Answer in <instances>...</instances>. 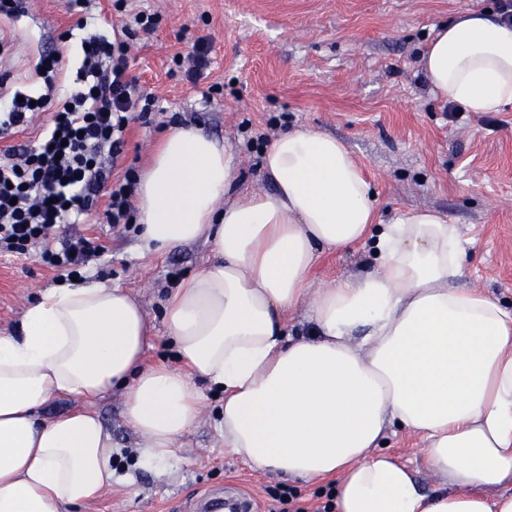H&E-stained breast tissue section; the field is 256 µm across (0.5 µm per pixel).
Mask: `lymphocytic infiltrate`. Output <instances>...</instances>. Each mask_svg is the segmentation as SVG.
I'll use <instances>...</instances> for the list:
<instances>
[{
    "label": "lymphocytic infiltrate",
    "instance_id": "obj_1",
    "mask_svg": "<svg viewBox=\"0 0 512 512\" xmlns=\"http://www.w3.org/2000/svg\"><path fill=\"white\" fill-rule=\"evenodd\" d=\"M149 33L152 15L137 12L119 34H85L82 63L62 100H55V79L61 55L46 54L41 62L45 89L0 101V129L25 127L35 113L58 101L56 118L34 146H14L0 156V253L35 254L47 267L78 274L100 258L103 247L84 236L53 241L50 234L62 224H82L94 212L106 223L131 226L135 210L131 198L137 179L127 174L113 179L115 161L135 109L150 110L136 78L127 73L131 28Z\"/></svg>",
    "mask_w": 512,
    "mask_h": 512
}]
</instances>
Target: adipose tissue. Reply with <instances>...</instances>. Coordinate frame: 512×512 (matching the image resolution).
<instances>
[{
	"instance_id": "1",
	"label": "adipose tissue",
	"mask_w": 512,
	"mask_h": 512,
	"mask_svg": "<svg viewBox=\"0 0 512 512\" xmlns=\"http://www.w3.org/2000/svg\"><path fill=\"white\" fill-rule=\"evenodd\" d=\"M420 66L442 101L512 104V24L469 12L442 25ZM271 189L236 192V157L196 128L166 133L137 185L143 246L206 239L213 254L165 305L176 364L145 365L149 324L122 289H47L0 334V512H78L113 482L112 435L94 409L125 390L141 465L158 467L200 421L203 380L224 394V447L256 471L333 479V512H512V311L460 286L466 241L431 209L388 222L343 142L299 128L264 150ZM369 247L365 274L313 285L323 253ZM309 303L310 336L283 321ZM76 409L49 421L55 397ZM418 435L431 491L382 450Z\"/></svg>"
}]
</instances>
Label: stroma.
<instances>
[{
	"mask_svg": "<svg viewBox=\"0 0 512 512\" xmlns=\"http://www.w3.org/2000/svg\"><path fill=\"white\" fill-rule=\"evenodd\" d=\"M158 16L153 33L130 43L129 72L158 103L134 118L115 170H143L172 128L203 129L229 143L241 159L237 188H269L261 148L297 127L341 140L367 173L378 217L388 220L427 207L459 224L469 241L465 285H476L512 309V106L475 113L443 103L425 81L420 58L435 28L472 10H495L496 0H131ZM77 16L65 0H27L20 14H0V97L39 91L44 50L62 54L57 81L69 86L82 58ZM210 45L209 67L198 84L184 77L174 55ZM64 234L97 239L100 260L81 270V282L103 281L129 292L151 326L145 362L175 364L165 323L173 278L187 277L211 257L205 240L162 255L143 249L137 230L69 224ZM365 247L324 254L315 285L369 271ZM60 272L34 256L0 255V333L11 332L25 308ZM202 419L178 442L163 471L138 468L139 440L124 421L122 391L95 405L118 447L112 487L85 512H202L201 498L243 495L259 512L289 492L291 512H321L331 483L300 484L251 470L225 451L220 424L224 396L197 382ZM384 447L417 470L423 490L437 480L424 466L418 439L388 431Z\"/></svg>",
	"mask_w": 512,
	"mask_h": 512,
	"instance_id": "35a3bbf8",
	"label": "stroma"
}]
</instances>
